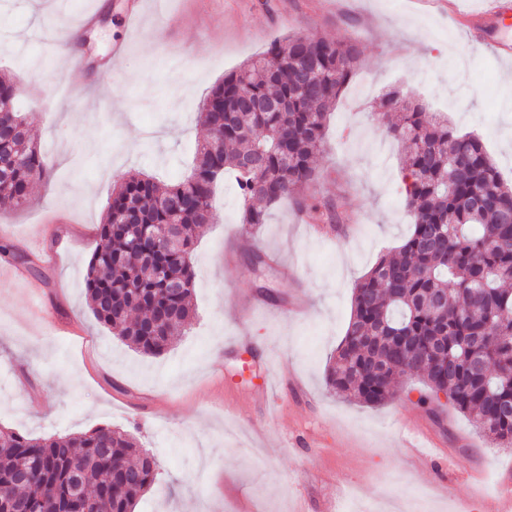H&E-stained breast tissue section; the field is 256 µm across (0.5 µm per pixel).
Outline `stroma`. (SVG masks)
Instances as JSON below:
<instances>
[{"label": "stroma", "instance_id": "obj_1", "mask_svg": "<svg viewBox=\"0 0 512 512\" xmlns=\"http://www.w3.org/2000/svg\"><path fill=\"white\" fill-rule=\"evenodd\" d=\"M169 0L129 32L128 0H0V74L20 88L30 133L48 163L28 202L0 203V239L30 256L0 259V427L34 437L109 426L155 453V486L135 512H328L348 496L368 512L425 491L428 512H498L512 448H494L463 414L420 405L407 379L380 406L325 384L351 315L355 283L404 242V147L370 116L397 89L457 132L483 142L512 181V64L482 38L512 39V18L465 17L481 0ZM78 31L65 49L58 32ZM290 34L351 39L356 74L330 116L309 192L335 202L348 227L329 240L292 203L267 223L239 222L232 179L195 245L193 317L147 356L101 326L84 273L114 185L130 172L186 176L206 131L198 109L224 76ZM77 58L80 69L67 68ZM466 111H459V104ZM64 247H57L61 235ZM271 260L263 272L251 250ZM440 440L420 456L405 421Z\"/></svg>", "mask_w": 512, "mask_h": 512}]
</instances>
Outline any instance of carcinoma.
<instances>
[{"instance_id":"carcinoma-1","label":"carcinoma","mask_w":512,"mask_h":512,"mask_svg":"<svg viewBox=\"0 0 512 512\" xmlns=\"http://www.w3.org/2000/svg\"><path fill=\"white\" fill-rule=\"evenodd\" d=\"M359 47L294 35L212 87L200 121L208 139L182 180L141 173L120 180L99 225L85 290L95 319L143 354L157 355L192 318L196 233L214 216L217 183L231 174L242 224H264L290 198L335 227V209L307 194L325 145L331 108L355 74ZM378 119L406 144L410 233L355 285L349 325L326 374L334 394L366 405L391 400L401 381L426 378L437 402L468 415L490 443L512 447V185L482 141L460 135L399 90ZM20 111L0 113V199L27 202L47 174ZM180 225L177 244L151 233ZM180 288L172 290L167 282ZM158 462L129 433L97 427L35 439L0 428V512H133L153 488Z\"/></svg>"}]
</instances>
